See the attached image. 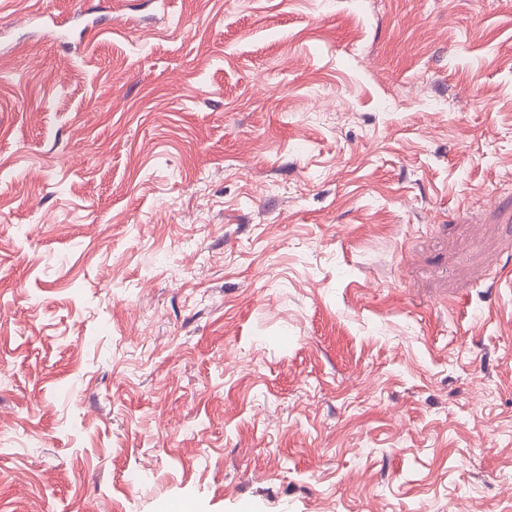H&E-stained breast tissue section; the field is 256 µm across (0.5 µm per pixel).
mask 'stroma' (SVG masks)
I'll list each match as a JSON object with an SVG mask.
<instances>
[{"label":"stroma","mask_w":512,"mask_h":512,"mask_svg":"<svg viewBox=\"0 0 512 512\" xmlns=\"http://www.w3.org/2000/svg\"><path fill=\"white\" fill-rule=\"evenodd\" d=\"M4 42L0 512H512V0Z\"/></svg>","instance_id":"obj_1"}]
</instances>
